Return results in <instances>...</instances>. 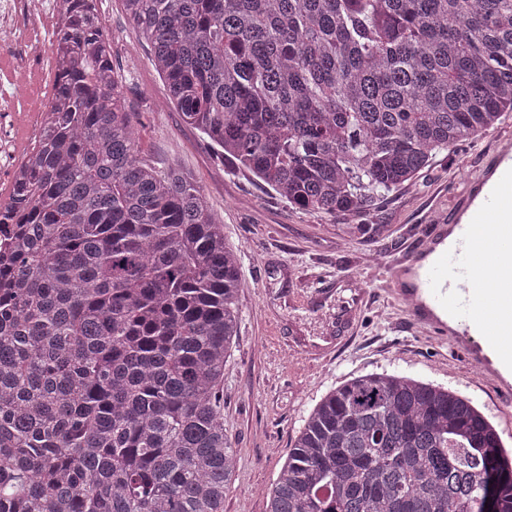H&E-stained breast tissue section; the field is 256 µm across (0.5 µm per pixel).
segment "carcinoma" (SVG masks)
<instances>
[{
	"mask_svg": "<svg viewBox=\"0 0 512 512\" xmlns=\"http://www.w3.org/2000/svg\"><path fill=\"white\" fill-rule=\"evenodd\" d=\"M98 0H63L44 137L0 225V512H224L240 275L172 162L139 155ZM167 101L302 210L355 217L512 111V0H122ZM512 512V450L398 374L329 391L267 512Z\"/></svg>",
	"mask_w": 512,
	"mask_h": 512,
	"instance_id": "cac0c4a2",
	"label": "carcinoma"
}]
</instances>
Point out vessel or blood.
<instances>
[{
  "instance_id": "b4317fda",
  "label": "vessel or blood",
  "mask_w": 512,
  "mask_h": 512,
  "mask_svg": "<svg viewBox=\"0 0 512 512\" xmlns=\"http://www.w3.org/2000/svg\"><path fill=\"white\" fill-rule=\"evenodd\" d=\"M492 183L467 181L451 222L385 264L383 287L415 327L450 341L512 404V144L495 155Z\"/></svg>"
}]
</instances>
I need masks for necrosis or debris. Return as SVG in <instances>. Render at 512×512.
Instances as JSON below:
<instances>
[{"instance_id":"1","label":"necrosis or debris","mask_w":512,"mask_h":512,"mask_svg":"<svg viewBox=\"0 0 512 512\" xmlns=\"http://www.w3.org/2000/svg\"><path fill=\"white\" fill-rule=\"evenodd\" d=\"M61 12L59 0H0V38H19L25 50L20 54H0L11 79L0 84V168L18 169L34 151L43 136L44 110L53 95V74L49 65L33 68L35 58L51 53L54 38L52 22ZM32 27H24L27 19ZM37 91L35 105L20 106L18 87Z\"/></svg>"}]
</instances>
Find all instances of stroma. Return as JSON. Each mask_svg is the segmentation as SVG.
Returning a JSON list of instances; mask_svg holds the SVG:
<instances>
[{"label":"stroma","mask_w":512,"mask_h":512,"mask_svg":"<svg viewBox=\"0 0 512 512\" xmlns=\"http://www.w3.org/2000/svg\"><path fill=\"white\" fill-rule=\"evenodd\" d=\"M99 10L143 158L160 168L178 160L238 256L239 322L220 392L237 457L224 512H267L266 491L310 412L331 389L369 373L406 375L469 397L512 448V413L492 384L415 330L405 307L381 291L389 256L415 244L435 214L452 218L455 194L486 173L501 138H512V112L373 199L353 231L222 162L167 103L150 47L121 0H101Z\"/></svg>","instance_id":"35a3bbf8"}]
</instances>
